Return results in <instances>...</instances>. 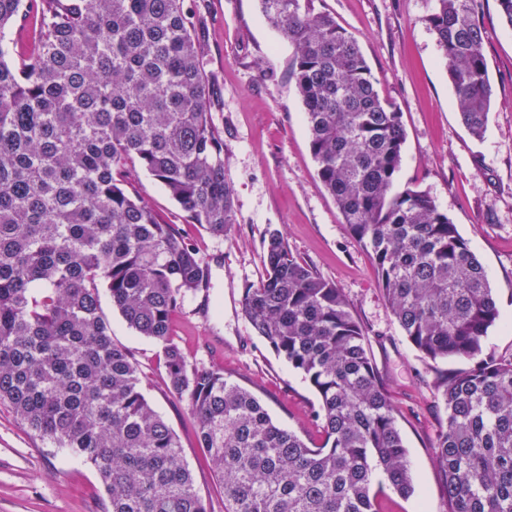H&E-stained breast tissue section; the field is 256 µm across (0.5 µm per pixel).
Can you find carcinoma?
I'll list each match as a JSON object with an SVG mask.
<instances>
[{
  "mask_svg": "<svg viewBox=\"0 0 512 512\" xmlns=\"http://www.w3.org/2000/svg\"><path fill=\"white\" fill-rule=\"evenodd\" d=\"M259 2L293 47L318 177L369 250L404 336L430 362L469 364L437 385L443 512H512V356H482L500 318L486 271L428 193L394 189L402 114L358 42L310 0ZM435 2L428 27L461 122L481 138L493 96L481 0ZM20 20L36 34L26 55L14 54ZM196 25L185 0H0V404L54 454L97 471L103 512H210L130 351L112 340L105 292L160 348L224 512H381L386 491H415L398 410L346 296L279 230L265 234V277L243 289L241 310L315 389L321 440L276 423L172 338L202 263L128 184L140 168L212 237L235 223Z\"/></svg>",
  "mask_w": 512,
  "mask_h": 512,
  "instance_id": "carcinoma-1",
  "label": "carcinoma"
}]
</instances>
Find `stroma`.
I'll list each match as a JSON object with an SVG mask.
<instances>
[{"label": "stroma", "mask_w": 512, "mask_h": 512, "mask_svg": "<svg viewBox=\"0 0 512 512\" xmlns=\"http://www.w3.org/2000/svg\"><path fill=\"white\" fill-rule=\"evenodd\" d=\"M435 0H311L358 41L381 97L402 114L406 134L396 190L428 192L484 265L501 313L484 342L485 356L512 354V28L497 0H482L484 54L494 88L486 132L473 138L460 121L448 66L426 17ZM197 34L214 78L212 122L224 143V173L236 222L224 239L210 237L162 184L137 171L131 190L173 225L209 269L210 286L172 319L185 355L223 368L253 391L278 423L319 440L318 397L303 376L271 350L245 320V285L265 274L267 229L281 231L294 253L348 298L367 332L372 360L399 411L416 491L388 493V512H442V477L432 446L445 421L437 392L453 362L420 357L383 296L368 250L353 238L317 177L302 103L292 79L293 48L262 15L258 0H205ZM101 308L112 338L138 363L155 410L179 436L183 454L211 512H224L184 403L169 392L158 347L114 311ZM224 343L222 354L211 351ZM106 494L96 471L50 455L13 410L0 405V512H102Z\"/></svg>", "instance_id": "obj_1"}]
</instances>
